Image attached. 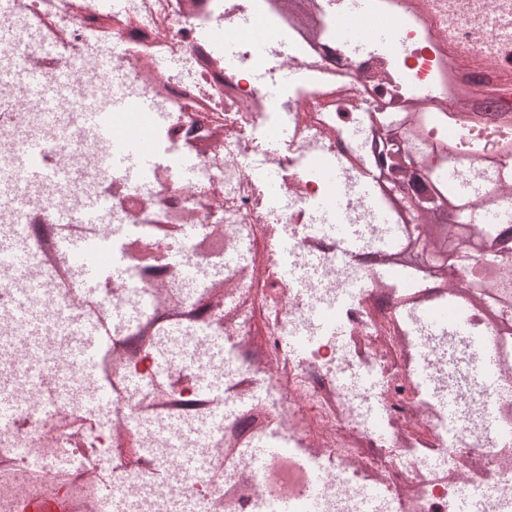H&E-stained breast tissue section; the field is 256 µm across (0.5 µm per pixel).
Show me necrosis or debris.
Wrapping results in <instances>:
<instances>
[{
	"instance_id": "necrosis-or-debris-1",
	"label": "necrosis or debris",
	"mask_w": 512,
	"mask_h": 512,
	"mask_svg": "<svg viewBox=\"0 0 512 512\" xmlns=\"http://www.w3.org/2000/svg\"><path fill=\"white\" fill-rule=\"evenodd\" d=\"M429 2L444 38L512 102V0ZM306 9L312 34L288 0H0V512H24L33 492L66 512H457L468 490L478 512H512V375L474 372L505 343L501 320L463 294L468 335L428 326L448 291L396 263L403 215L377 168L347 160L385 139L383 109L440 117L413 168L437 164L448 138L492 152L459 121L477 102L396 0L375 14L401 19L397 46L361 56L336 38V0ZM246 14L263 27L227 62ZM260 68L304 80L275 102ZM142 96L154 109L134 118L160 161L129 177L84 114ZM282 126L287 145L266 151ZM269 168L285 174L276 198L258 176ZM90 198L99 221L64 223ZM337 224L356 231L353 251ZM70 237L111 238L125 278L84 295L58 248ZM89 315L112 321L108 380L82 370ZM138 333L133 353L124 340ZM257 409L261 422L225 447Z\"/></svg>"
}]
</instances>
